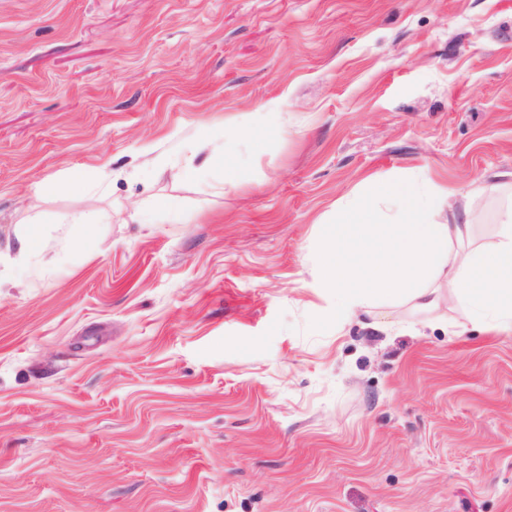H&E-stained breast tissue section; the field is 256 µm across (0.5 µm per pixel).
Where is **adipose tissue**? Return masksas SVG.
<instances>
[{
    "instance_id": "1",
    "label": "adipose tissue",
    "mask_w": 512,
    "mask_h": 512,
    "mask_svg": "<svg viewBox=\"0 0 512 512\" xmlns=\"http://www.w3.org/2000/svg\"><path fill=\"white\" fill-rule=\"evenodd\" d=\"M458 193L403 175L369 181L363 199L336 217L320 260L336 312L350 316L388 303L437 304L432 283L444 279L461 321L491 322L512 334V205L503 212L493 248L468 247L474 215ZM392 212L382 211L380 202Z\"/></svg>"
}]
</instances>
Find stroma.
<instances>
[{
  "label": "stroma",
  "instance_id": "obj_1",
  "mask_svg": "<svg viewBox=\"0 0 512 512\" xmlns=\"http://www.w3.org/2000/svg\"><path fill=\"white\" fill-rule=\"evenodd\" d=\"M396 175L497 243L512 0H0V512H512V334L320 282ZM14 262H26L44 247L43 230L38 224H25L16 232Z\"/></svg>",
  "mask_w": 512,
  "mask_h": 512
}]
</instances>
